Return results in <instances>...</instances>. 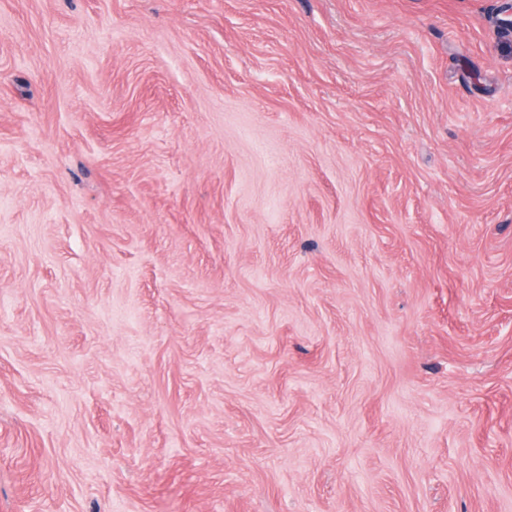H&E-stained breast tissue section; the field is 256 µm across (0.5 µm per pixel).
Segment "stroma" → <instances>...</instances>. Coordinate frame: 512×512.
Here are the masks:
<instances>
[{
  "label": "stroma",
  "mask_w": 512,
  "mask_h": 512,
  "mask_svg": "<svg viewBox=\"0 0 512 512\" xmlns=\"http://www.w3.org/2000/svg\"><path fill=\"white\" fill-rule=\"evenodd\" d=\"M504 0H0V512H512Z\"/></svg>",
  "instance_id": "stroma-1"
}]
</instances>
